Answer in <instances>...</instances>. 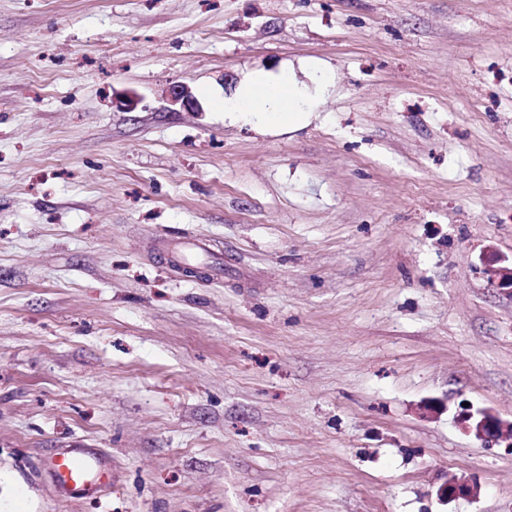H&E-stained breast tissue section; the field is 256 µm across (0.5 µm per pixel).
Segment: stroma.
<instances>
[{
	"mask_svg": "<svg viewBox=\"0 0 512 512\" xmlns=\"http://www.w3.org/2000/svg\"><path fill=\"white\" fill-rule=\"evenodd\" d=\"M313 66L301 127L225 117ZM489 251L512 0H0V512H512V436L458 421L512 422ZM167 101L170 106L183 110L198 111L200 108L193 89L186 84L172 86ZM464 430L480 440H492L503 434L504 422L490 410L467 412L460 418ZM52 466L61 483L70 484L75 487L83 486L91 481L87 477L92 471H98L106 475L99 467L97 457L76 450L56 458L52 461ZM474 487L465 477L448 474L446 481L440 486L438 495L443 501L455 500L460 497H470Z\"/></svg>",
	"mask_w": 512,
	"mask_h": 512,
	"instance_id": "1",
	"label": "stroma"
}]
</instances>
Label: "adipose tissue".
Wrapping results in <instances>:
<instances>
[{
  "label": "adipose tissue",
  "mask_w": 512,
  "mask_h": 512,
  "mask_svg": "<svg viewBox=\"0 0 512 512\" xmlns=\"http://www.w3.org/2000/svg\"><path fill=\"white\" fill-rule=\"evenodd\" d=\"M308 87L290 76L277 80L255 76L248 79L235 99L225 101L224 112L234 117L261 112L267 120L296 126L306 117L301 105L309 96Z\"/></svg>",
  "instance_id": "adipose-tissue-1"
}]
</instances>
